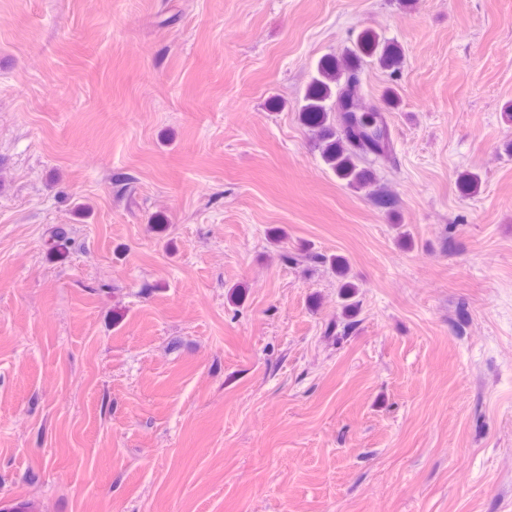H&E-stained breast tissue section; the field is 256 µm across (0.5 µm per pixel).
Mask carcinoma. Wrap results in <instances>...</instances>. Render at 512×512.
Here are the masks:
<instances>
[{
	"instance_id": "cac0c4a2",
	"label": "carcinoma",
	"mask_w": 512,
	"mask_h": 512,
	"mask_svg": "<svg viewBox=\"0 0 512 512\" xmlns=\"http://www.w3.org/2000/svg\"><path fill=\"white\" fill-rule=\"evenodd\" d=\"M364 58H374L392 70L401 64L397 49L382 45L377 35L367 33L357 40L352 58L345 66H340L334 57L319 63L317 76L312 79L304 97L305 104L300 109L303 124L325 135L322 150L325 164L338 178L357 189L372 185V172L367 164L392 150L384 116L357 108L362 93L360 66ZM70 244L66 231L58 229L50 237L48 251L60 256L69 251ZM355 294V286L342 285V308L349 317L357 312Z\"/></svg>"
}]
</instances>
